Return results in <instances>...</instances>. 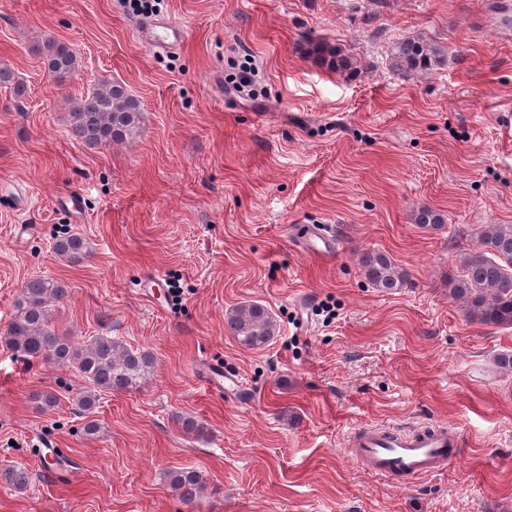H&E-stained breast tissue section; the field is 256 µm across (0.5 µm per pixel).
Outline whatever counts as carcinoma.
<instances>
[{"instance_id":"carcinoma-1","label":"carcinoma","mask_w":512,"mask_h":512,"mask_svg":"<svg viewBox=\"0 0 512 512\" xmlns=\"http://www.w3.org/2000/svg\"><path fill=\"white\" fill-rule=\"evenodd\" d=\"M326 65L337 72L349 73L353 61L341 49L326 43L315 44ZM393 59L398 71L419 76L439 64L437 48L416 36L394 45ZM44 64L50 75L63 79L79 67L77 54L64 44L47 45ZM140 106L118 83H104L72 102L68 112L72 135L89 146L122 143L138 132ZM415 223L437 229L442 215L428 208L418 209ZM55 251L76 263L89 253L88 242L79 234L58 239ZM363 272L380 292L396 293L408 283L407 271L386 254L365 257ZM453 295L469 304L470 315L487 326L512 327V224H488L480 232L475 248L463 259L462 275L449 281ZM66 285L54 278L39 277L28 281L21 290L18 313L9 322L6 336L13 350L28 362L45 361L61 367H74L90 384L80 394L78 403L92 409L100 393L127 390L146 379L154 368V358L147 351H133L109 336H97L84 345H75L55 331L49 322L50 307L67 294ZM227 331L240 345L260 349L273 338L276 323L260 303L243 304L225 317ZM170 485L181 499L192 504L204 487L202 475L195 469L182 468L169 474Z\"/></svg>"}]
</instances>
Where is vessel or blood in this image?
Wrapping results in <instances>:
<instances>
[{"label":"vessel or blood","mask_w":512,"mask_h":512,"mask_svg":"<svg viewBox=\"0 0 512 512\" xmlns=\"http://www.w3.org/2000/svg\"><path fill=\"white\" fill-rule=\"evenodd\" d=\"M140 36L152 48H165L182 41L184 33L174 24L154 22L145 25ZM459 436L447 429L424 426L410 433L375 427L357 433L352 452L372 471L394 477H418L444 469L457 456Z\"/></svg>","instance_id":"obj_1"}]
</instances>
